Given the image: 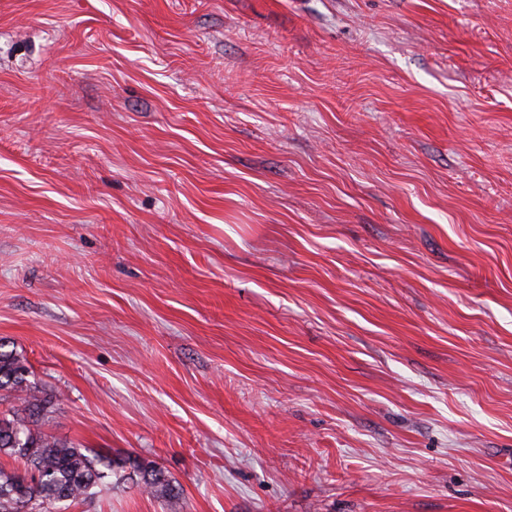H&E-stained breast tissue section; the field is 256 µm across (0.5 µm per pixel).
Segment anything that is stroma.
<instances>
[{"instance_id": "stroma-1", "label": "stroma", "mask_w": 512, "mask_h": 512, "mask_svg": "<svg viewBox=\"0 0 512 512\" xmlns=\"http://www.w3.org/2000/svg\"><path fill=\"white\" fill-rule=\"evenodd\" d=\"M0 342L68 512H512V0H0ZM128 464L133 475L139 477L137 484L156 499L168 501L178 496V487L161 469L150 462L129 461Z\"/></svg>"}]
</instances>
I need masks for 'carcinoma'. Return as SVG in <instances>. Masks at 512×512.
Returning <instances> with one entry per match:
<instances>
[{
	"mask_svg": "<svg viewBox=\"0 0 512 512\" xmlns=\"http://www.w3.org/2000/svg\"><path fill=\"white\" fill-rule=\"evenodd\" d=\"M25 359L0 342V399L17 403L11 417H0V512H65L71 505L92 500L106 478L126 479L130 467L138 484L153 497L168 501L178 487L164 471L147 462L104 463L87 448L59 441L31 427L46 410L48 400L37 383L28 379Z\"/></svg>",
	"mask_w": 512,
	"mask_h": 512,
	"instance_id": "cac0c4a2",
	"label": "carcinoma"
}]
</instances>
